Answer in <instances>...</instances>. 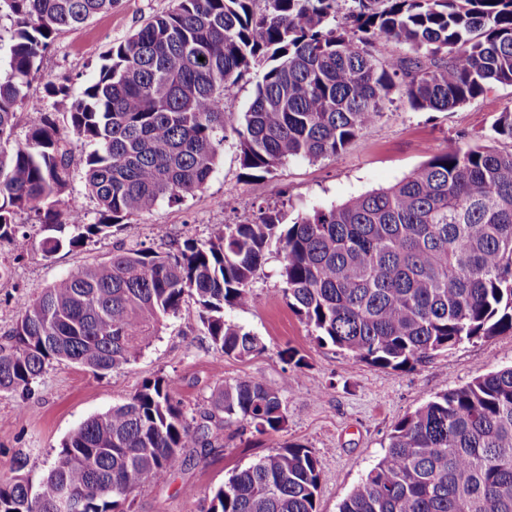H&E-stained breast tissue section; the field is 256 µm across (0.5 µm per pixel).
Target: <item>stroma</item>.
<instances>
[{"label":"stroma","instance_id":"1","mask_svg":"<svg viewBox=\"0 0 512 512\" xmlns=\"http://www.w3.org/2000/svg\"><path fill=\"white\" fill-rule=\"evenodd\" d=\"M175 5L176 0H119L112 12L62 32L42 58L29 96L41 100L44 111L65 126L71 99L97 76L102 55ZM262 71V66H252L224 94V147L202 193L179 204L159 202L109 236L76 250L46 257L36 248L17 259L7 245H0V262L11 270L0 281V343L33 295L74 270L107 260L113 251L138 244L163 251L172 240L206 238L215 224L253 222L268 207L284 210L291 222L299 214L340 205L395 184L449 142L487 138L500 112L512 110L508 85L448 112L414 109L397 92L381 119L337 159L292 158L270 174L253 177L241 167L234 128L253 100ZM50 80L66 84L69 98L50 95ZM66 148L71 158L66 195L82 203L88 219H96L97 203L89 197L84 177L91 147L71 137ZM279 267L278 258H269L257 273L250 305L225 311L226 318L261 339V352L244 358L222 355L202 329L197 304L188 298L176 315L162 321L135 362L103 375L55 363L33 384L30 395L0 394V478L12 476L21 457L25 474L40 482L70 431L123 404L147 380L169 379L186 411L195 414L209 408L217 387L251 378L281 390L288 408L284 429L259 434L249 426L224 428L212 448L190 452L167 484H147L136 491L134 512H206L209 491L289 442L305 445L320 459L318 512H338L348 492L384 455L394 424L405 414L439 392L512 365L509 332L462 343L399 371L353 361L346 351L319 343L314 329L289 308ZM289 348L304 357L303 368L282 359Z\"/></svg>","mask_w":512,"mask_h":512}]
</instances>
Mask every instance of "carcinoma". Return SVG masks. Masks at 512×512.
I'll return each instance as SVG.
<instances>
[{"label":"carcinoma","instance_id":"obj_1","mask_svg":"<svg viewBox=\"0 0 512 512\" xmlns=\"http://www.w3.org/2000/svg\"><path fill=\"white\" fill-rule=\"evenodd\" d=\"M115 3L0 0V15L17 24L0 70V243L17 258L34 248L21 212L35 216L51 255L203 191L224 145V91L262 61L269 66L234 128L242 168L260 175L290 158L340 156L396 88L413 108L442 112L512 85V0H177L106 52L68 112L67 133L94 146L85 159L98 205L91 224L63 199L69 156L27 88L61 30ZM22 107L35 113L23 142L14 135ZM492 131L512 141V110ZM273 253L288 306L319 342L358 362L400 370L512 332V149L456 141L396 184L290 224L273 208L172 250L120 249L21 308L0 344V392L31 391L54 362L107 373L136 360L186 296L217 351H262L224 310L250 304ZM242 422L284 429L281 391L226 383L196 419L168 380L147 381L74 428L38 488L22 474L0 480V512H59L65 492L81 512H133L138 488L166 483L186 449L213 447L212 425ZM320 480L316 454L289 443L232 475L208 512H317ZM339 512H512V366L401 418Z\"/></svg>","mask_w":512,"mask_h":512}]
</instances>
